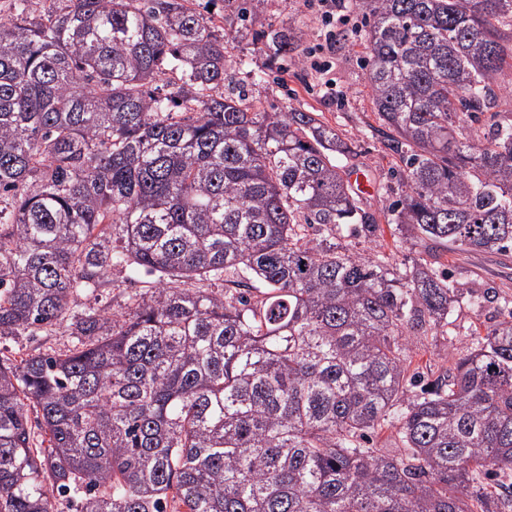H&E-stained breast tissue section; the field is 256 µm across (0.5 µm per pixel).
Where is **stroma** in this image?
<instances>
[{"instance_id":"stroma-1","label":"stroma","mask_w":512,"mask_h":512,"mask_svg":"<svg viewBox=\"0 0 512 512\" xmlns=\"http://www.w3.org/2000/svg\"><path fill=\"white\" fill-rule=\"evenodd\" d=\"M240 0H226L224 29L233 33L227 49L229 68L245 64L253 70L256 95L267 112L292 108L319 113L324 122L352 143L355 167L365 171L375 185L390 179L398 159L384 145L379 122L372 109L368 67L363 45V10L355 0H348L350 21L336 27V50L331 54V68L318 73L306 63L307 48L321 33L320 20L303 6V0H251L247 21H239L236 9ZM291 29L298 51L285 68H268L256 43L257 35L267 26ZM367 202L382 227L380 235L370 240L356 239L354 251L369 255L386 253L396 261L411 257L409 243H397L389 225L387 195L376 192ZM426 259L433 265L447 267L454 280L472 287L476 293L493 288L512 296V252L501 254H464L458 251L433 252ZM495 305L474 308L468 297H461L452 307L446 336H414L409 340L411 371L437 376L459 355L474 349L478 333L498 320Z\"/></svg>"}]
</instances>
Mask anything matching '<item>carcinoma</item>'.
<instances>
[{
    "label": "carcinoma",
    "instance_id": "1",
    "mask_svg": "<svg viewBox=\"0 0 512 512\" xmlns=\"http://www.w3.org/2000/svg\"><path fill=\"white\" fill-rule=\"evenodd\" d=\"M40 2L0 19V339H70L0 356V512H512V299L424 258L512 249V120L456 137L512 0H358L405 263L339 242L381 233L351 145L261 110L215 13ZM114 270L123 311L75 303ZM465 293L506 318L426 383L407 338ZM68 328L66 324L59 328L57 336H51L44 338L42 336H8L4 339H0V350L1 347L7 348L4 353L11 359L19 360L20 357H24L27 353L35 348L54 350L64 349L67 345V341L70 338L68 335Z\"/></svg>",
    "mask_w": 512,
    "mask_h": 512
}]
</instances>
